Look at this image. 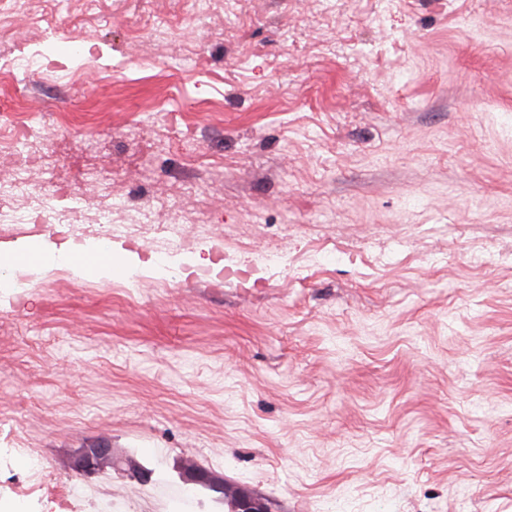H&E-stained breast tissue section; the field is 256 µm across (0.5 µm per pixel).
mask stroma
Instances as JSON below:
<instances>
[{
  "instance_id": "obj_1",
  "label": "stroma",
  "mask_w": 512,
  "mask_h": 512,
  "mask_svg": "<svg viewBox=\"0 0 512 512\" xmlns=\"http://www.w3.org/2000/svg\"><path fill=\"white\" fill-rule=\"evenodd\" d=\"M23 51L31 179L77 224L180 204L201 261L117 235L112 278L0 288V512H139L184 469L271 512H512V0H23ZM32 461L31 467L27 472L24 481H21L16 486V492L19 495H29L43 488V471L41 467V461L35 452H31Z\"/></svg>"
}]
</instances>
